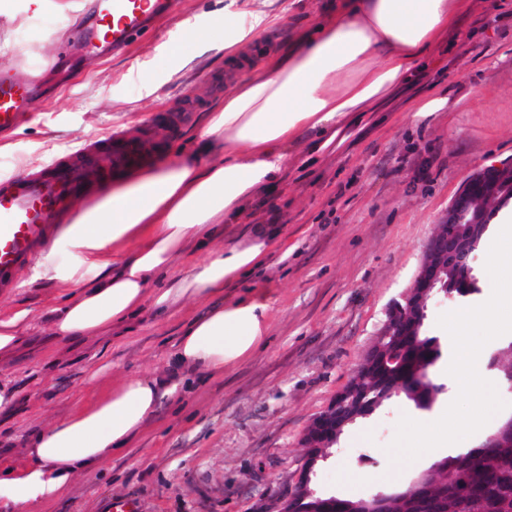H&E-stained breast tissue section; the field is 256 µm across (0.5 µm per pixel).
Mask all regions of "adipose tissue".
<instances>
[{
  "mask_svg": "<svg viewBox=\"0 0 512 512\" xmlns=\"http://www.w3.org/2000/svg\"><path fill=\"white\" fill-rule=\"evenodd\" d=\"M224 6L225 31L210 40L233 52L267 15L239 20ZM469 0H328L313 27L287 49L230 77L224 104L208 113L201 151L129 174L66 233L72 262H45L37 275L80 290L49 311L53 336L81 342L110 334L144 304L159 314L207 303L189 316L169 375L123 378L95 391L66 418L29 436L23 468L0 466V501L16 507L64 497L79 474L128 448L166 400L181 391L182 370L211 376L248 359L269 329L273 297L224 300L226 285L263 267L272 243L263 225L223 242L259 194L275 187L289 148L342 150L362 113L408 82Z\"/></svg>",
  "mask_w": 512,
  "mask_h": 512,
  "instance_id": "adipose-tissue-1",
  "label": "adipose tissue"
}]
</instances>
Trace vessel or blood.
Wrapping results in <instances>:
<instances>
[{"mask_svg": "<svg viewBox=\"0 0 512 512\" xmlns=\"http://www.w3.org/2000/svg\"><path fill=\"white\" fill-rule=\"evenodd\" d=\"M179 0H89L88 23L78 37L89 47H127L156 19L173 14ZM39 77H19L0 70V131L19 127L38 103ZM109 152V177L117 179L157 160L160 152L148 140L122 131L89 138L74 153L40 168L0 178V292L16 284L18 273L33 265L54 245L64 221L66 201L88 199L92 164Z\"/></svg>", "mask_w": 512, "mask_h": 512, "instance_id": "obj_1", "label": "vessel or blood"}]
</instances>
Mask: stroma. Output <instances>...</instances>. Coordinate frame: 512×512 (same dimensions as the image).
I'll use <instances>...</instances> for the list:
<instances>
[{"mask_svg":"<svg viewBox=\"0 0 512 512\" xmlns=\"http://www.w3.org/2000/svg\"><path fill=\"white\" fill-rule=\"evenodd\" d=\"M51 2L53 20L23 12L0 26V69L23 76L43 61L53 63L43 72L47 95L32 118L0 133V177L40 167L115 125L133 138L152 133L170 162L194 149L207 112L224 101L216 87L226 70L224 50L202 49L199 40L223 17L226 0H182L180 13L117 56L81 50L75 28L60 30L58 15L82 16V0ZM322 5L241 0L240 10L279 18L259 29L245 52H280L297 28L312 25ZM435 93L447 96V110L414 117L415 103ZM160 109L187 117L157 127L151 115ZM500 162H512V0H471L418 78L364 119L347 152L289 151L280 183L251 204L243 223L225 225L228 239L267 224L288 240L287 257L273 256L266 270L224 289L228 299L279 295L264 343L222 376L184 372L181 396L164 404L131 448L78 475L48 512H98L108 497L137 498L141 512H270L301 465L310 421L376 341L450 201L473 173ZM34 273L23 270L17 288L0 295V310L27 308L35 319L30 337L0 358V380L17 395L14 408L0 414L4 466H23L24 439L75 408L92 354L112 350L102 388L166 369L188 314L205 310L192 302L160 315L147 306L119 327L118 339L62 343L52 336L46 311L77 287ZM447 367L443 361L433 370L448 389L431 409L394 398L350 425L319 462L316 491L390 494L452 453L448 445L401 465L387 451L401 416L435 421L456 397Z\"/></svg>","mask_w":512,"mask_h":512,"instance_id":"stroma-1","label":"stroma"}]
</instances>
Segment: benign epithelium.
Wrapping results in <instances>:
<instances>
[{
	"label": "benign epithelium",
	"mask_w": 512,
	"mask_h": 512,
	"mask_svg": "<svg viewBox=\"0 0 512 512\" xmlns=\"http://www.w3.org/2000/svg\"><path fill=\"white\" fill-rule=\"evenodd\" d=\"M509 205H512L511 163L485 166L468 178L441 216L411 286L388 307L379 338L407 335L409 322L418 321L425 313L427 299L448 287L468 288L473 284L470 257L496 213ZM399 358L400 349L382 351L374 344L363 354L356 371L378 375L396 366ZM361 395L362 388L349 381L311 420L302 437L307 451L293 487L279 499L273 512H323L306 504L316 494L311 487L312 475L318 461L324 458L317 447L322 439L331 444L336 442L344 427L355 422L350 405Z\"/></svg>",
	"instance_id": "benign-epithelium-1"
}]
</instances>
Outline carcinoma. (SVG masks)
Returning a JSON list of instances; mask_svg holds the SVG:
<instances>
[{"label": "carcinoma", "instance_id": "1", "mask_svg": "<svg viewBox=\"0 0 512 512\" xmlns=\"http://www.w3.org/2000/svg\"><path fill=\"white\" fill-rule=\"evenodd\" d=\"M444 355V346L436 336L426 331L410 337L405 365L414 381L400 387L393 378L367 377L356 383L367 390L363 401L352 406L353 412L363 418L377 410L392 397L405 396L416 408L429 410L445 391V385L432 379H423ZM498 379L512 372V338L504 339L491 354L488 362ZM425 486L437 493L434 508L437 512H512V438H505L487 446L483 438L471 448L451 453L424 473ZM341 512H367L371 506L365 498L336 497ZM422 503L406 497L392 500L386 512H423Z\"/></svg>", "mask_w": 512, "mask_h": 512}]
</instances>
